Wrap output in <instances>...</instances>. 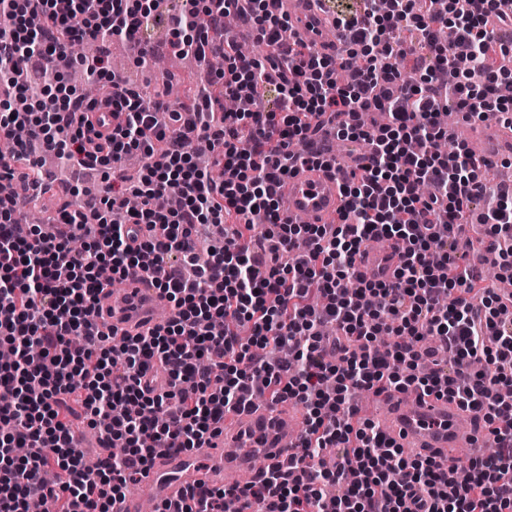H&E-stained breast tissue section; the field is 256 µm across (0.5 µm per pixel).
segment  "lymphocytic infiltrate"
<instances>
[{"label":"lymphocytic infiltrate","mask_w":512,"mask_h":512,"mask_svg":"<svg viewBox=\"0 0 512 512\" xmlns=\"http://www.w3.org/2000/svg\"><path fill=\"white\" fill-rule=\"evenodd\" d=\"M160 0H0V135L14 141L0 155V174L26 166L29 201L48 193L17 127L38 132L66 169L120 168L140 155L136 178L108 188L92 211L80 189L48 216L54 235L20 218L19 192L0 200V512H27L29 500L58 512H112L156 452L178 439L180 451L221 434L255 387L304 405L299 452L265 469L248 487L201 486L157 512H512V318L480 270L459 267L467 208L483 197L481 166L464 144L442 154V112L466 122L512 124V101L494 95L512 70L489 69L492 55L512 53L501 28L512 27V0H364L336 19L347 32L346 61L326 56L292 34L268 0H188L171 45L201 61L224 60L225 95L251 88L254 107L226 112L201 90L183 111L162 97L128 88L87 98L62 75L77 40L107 42L139 32ZM235 14L270 48L265 61L246 59L224 38ZM470 48L474 65L454 68L452 45ZM413 56L420 84L395 68ZM112 110L109 136L86 130L97 108ZM332 129L348 153H362L344 173L338 224H293L280 213L279 182L303 165L325 164L295 153ZM219 154L220 179L193 160L194 140ZM481 221L497 245L500 269L512 273V186ZM264 235H257V222ZM153 228L138 239L140 225ZM200 224L224 227V244L198 249ZM85 232L88 244L69 241ZM404 242L392 283L363 279L356 256L370 240ZM174 314L146 335L113 347L100 334L102 268L123 278L153 273ZM336 328L321 333L323 324ZM389 345H381V337ZM289 346L296 364L255 356L254 348ZM417 388L458 402L481 418L495 452L441 468L405 454L378 424L360 418L357 389ZM96 427L102 454L87 467L71 440L72 419ZM122 447L116 457L113 447Z\"/></svg>","instance_id":"obj_1"}]
</instances>
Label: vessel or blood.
Listing matches in <instances>:
<instances>
[{"label": "vessel or blood", "instance_id": "b4317fda", "mask_svg": "<svg viewBox=\"0 0 512 512\" xmlns=\"http://www.w3.org/2000/svg\"><path fill=\"white\" fill-rule=\"evenodd\" d=\"M274 9L287 13L293 32L315 42L324 54L344 56L343 35L324 40L323 34L333 22L320 11L316 0H276ZM474 137L486 165L512 153V130L496 120L477 126ZM338 162V167H348L354 160L343 155ZM338 167H303L285 177L277 191L281 214L291 219L302 216L311 224L331 223L342 206ZM403 251V242L393 239L384 240L379 247L363 248L357 269L365 279L393 282ZM101 305V330L119 337L152 330L158 314L170 307L153 279L138 270L126 276L124 288L106 289ZM377 399L387 437L400 447L432 456L440 464H447L457 449L485 442L483 434L461 427L463 412L456 402L411 390L382 392ZM231 422L230 428L191 452L158 454L137 490L118 500L114 512H141L146 500L178 502L188 488L220 485L229 471L238 473L240 485L246 486L254 480L255 459L277 467L288 463L297 452L287 439L301 432L303 417L291 401L250 405Z\"/></svg>", "mask_w": 512, "mask_h": 512}]
</instances>
